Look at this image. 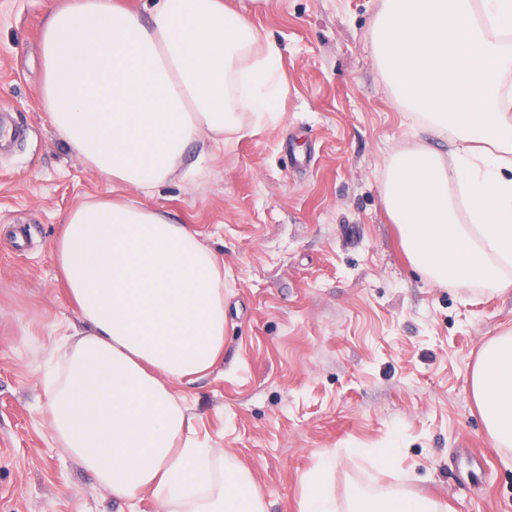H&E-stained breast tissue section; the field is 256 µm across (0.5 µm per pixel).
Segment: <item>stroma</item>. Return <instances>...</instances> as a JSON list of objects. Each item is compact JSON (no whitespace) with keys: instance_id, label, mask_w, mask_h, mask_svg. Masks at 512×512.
Masks as SVG:
<instances>
[{"instance_id":"obj_1","label":"stroma","mask_w":512,"mask_h":512,"mask_svg":"<svg viewBox=\"0 0 512 512\" xmlns=\"http://www.w3.org/2000/svg\"><path fill=\"white\" fill-rule=\"evenodd\" d=\"M51 0H0V512H157L114 500L53 437L41 368L73 335L53 246L103 197L168 209L224 262V361L176 387L199 439L249 468L270 512L332 454L339 505L386 489L447 512H512V449L473 400L482 347L512 332V292L437 286L406 258L381 199L415 139L368 42L381 0H276L253 22L283 48L280 118L191 145L161 192L81 163L41 102Z\"/></svg>"}]
</instances>
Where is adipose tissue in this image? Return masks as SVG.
<instances>
[{"mask_svg": "<svg viewBox=\"0 0 512 512\" xmlns=\"http://www.w3.org/2000/svg\"><path fill=\"white\" fill-rule=\"evenodd\" d=\"M272 0H66L42 28V101L81 162L154 192L187 146L261 128L288 92L282 48L252 19ZM369 40L420 143L382 190L408 260L438 286L512 288V0H382ZM55 259L83 329L46 374L67 454L113 498L162 512H268L252 473L195 435L172 392L224 359V264L159 207L105 198L71 209ZM471 388L486 432L512 447V334L482 349ZM331 458L302 478L298 512H339ZM349 512H440L397 491Z\"/></svg>", "mask_w": 512, "mask_h": 512, "instance_id": "adipose-tissue-1", "label": "adipose tissue"}]
</instances>
